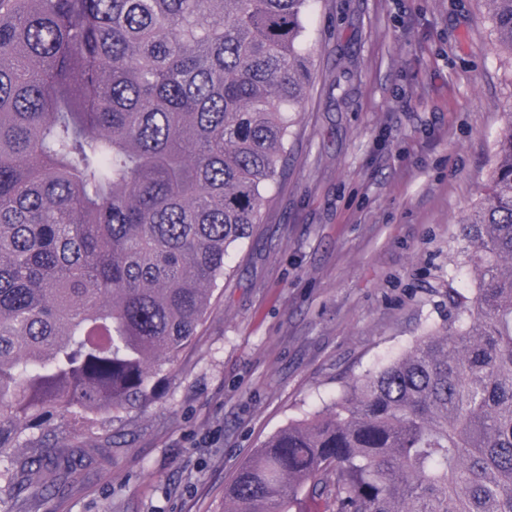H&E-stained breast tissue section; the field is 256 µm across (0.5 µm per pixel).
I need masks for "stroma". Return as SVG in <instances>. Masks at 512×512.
I'll list each match as a JSON object with an SVG mask.
<instances>
[{
	"label": "stroma",
	"instance_id": "obj_1",
	"mask_svg": "<svg viewBox=\"0 0 512 512\" xmlns=\"http://www.w3.org/2000/svg\"><path fill=\"white\" fill-rule=\"evenodd\" d=\"M313 80L273 203L160 400L46 498L0 512H224L245 458L409 349L472 285L464 222L512 131V56L484 0H312Z\"/></svg>",
	"mask_w": 512,
	"mask_h": 512
}]
</instances>
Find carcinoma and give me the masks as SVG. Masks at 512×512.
I'll use <instances>...</instances> for the list:
<instances>
[{
    "label": "carcinoma",
    "mask_w": 512,
    "mask_h": 512,
    "mask_svg": "<svg viewBox=\"0 0 512 512\" xmlns=\"http://www.w3.org/2000/svg\"><path fill=\"white\" fill-rule=\"evenodd\" d=\"M309 3L0 0V493L73 473L53 418L110 441L157 399L282 173ZM496 155L473 295L254 449L224 512H512V131Z\"/></svg>",
    "instance_id": "obj_1"
}]
</instances>
